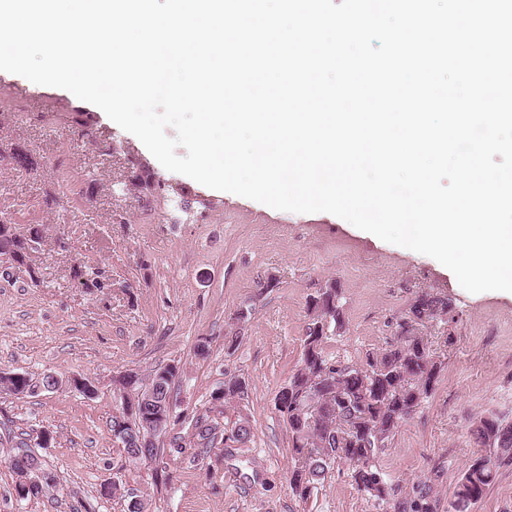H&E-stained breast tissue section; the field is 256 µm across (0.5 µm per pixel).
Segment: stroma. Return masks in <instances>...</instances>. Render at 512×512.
Listing matches in <instances>:
<instances>
[{"label": "stroma", "instance_id": "1", "mask_svg": "<svg viewBox=\"0 0 512 512\" xmlns=\"http://www.w3.org/2000/svg\"><path fill=\"white\" fill-rule=\"evenodd\" d=\"M21 150L34 166L15 162ZM1 220L21 234L40 226L43 239L25 265L0 276V372L80 376L96 393L0 390V512H129L135 501L143 512H375L344 464L308 500L288 484L291 435L275 399L299 365L308 303L331 281L345 326L325 351L345 364L363 365L395 342L420 295L453 303L418 330L443 366L435 387L379 457L397 499L424 491L434 512H448L458 478L487 452L479 419L512 420L511 295L469 293L432 257L335 215L277 210L168 171L97 106L5 71ZM233 328L240 338L230 351L224 336ZM173 362L184 370L175 433L189 436L197 416L223 421L211 394L238 375L249 384L241 410L252 435L228 454L172 453L174 479L164 487L151 465L126 464L112 435L121 410L112 378ZM44 430L52 439L41 445ZM20 433L60 479L31 501L16 498L9 466ZM115 482L119 494L102 495Z\"/></svg>", "mask_w": 512, "mask_h": 512}]
</instances>
